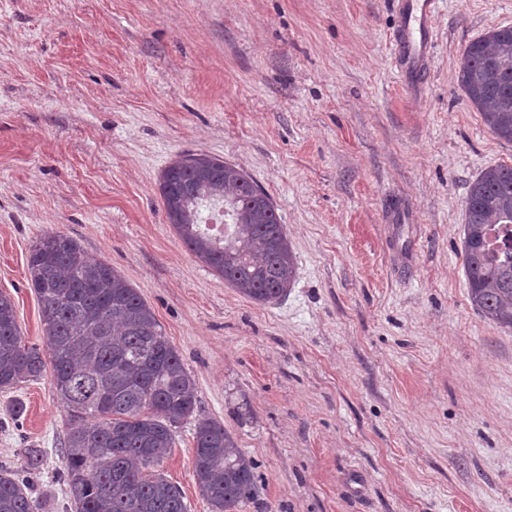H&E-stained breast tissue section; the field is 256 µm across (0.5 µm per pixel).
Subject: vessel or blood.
Returning a JSON list of instances; mask_svg holds the SVG:
<instances>
[{
    "label": "vessel or blood",
    "mask_w": 512,
    "mask_h": 512,
    "mask_svg": "<svg viewBox=\"0 0 512 512\" xmlns=\"http://www.w3.org/2000/svg\"><path fill=\"white\" fill-rule=\"evenodd\" d=\"M391 32L394 63L406 87L422 88L434 53L433 24L437 0H394Z\"/></svg>",
    "instance_id": "b4317fda"
}]
</instances>
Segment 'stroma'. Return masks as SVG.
<instances>
[{
	"label": "stroma",
	"instance_id": "stroma-1",
	"mask_svg": "<svg viewBox=\"0 0 512 512\" xmlns=\"http://www.w3.org/2000/svg\"><path fill=\"white\" fill-rule=\"evenodd\" d=\"M392 25V0H0V293L44 348L27 261L48 231L139 291L196 383L160 466L188 512H209L202 417L256 464L242 512H512V330L472 308L461 256L467 186L512 143L458 82L512 0H439L419 92ZM183 152L271 198L297 260L278 302L169 224L158 179ZM68 429L51 373L0 391V469L40 512H74Z\"/></svg>",
	"mask_w": 512,
	"mask_h": 512
}]
</instances>
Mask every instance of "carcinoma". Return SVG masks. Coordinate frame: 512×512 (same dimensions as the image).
Listing matches in <instances>:
<instances>
[{
	"label": "carcinoma",
	"instance_id": "1",
	"mask_svg": "<svg viewBox=\"0 0 512 512\" xmlns=\"http://www.w3.org/2000/svg\"><path fill=\"white\" fill-rule=\"evenodd\" d=\"M467 100L498 138L512 142V26L470 42L458 66ZM168 222L188 250L258 304L279 301L296 275L284 224L243 170L207 154L182 153L159 176ZM224 205L233 230L202 228L207 204ZM462 260L474 309L512 330V165L482 170L463 201ZM47 353L23 344L10 297L0 293V389L51 366L70 428L62 477L75 512H187L181 489L154 470L173 447L178 419L194 414L196 387L154 311L105 261L73 238L42 234L27 261ZM195 477L210 512H238L254 499L255 465L224 424L198 420ZM0 512H39L29 487L0 470Z\"/></svg>",
	"mask_w": 512,
	"mask_h": 512
}]
</instances>
